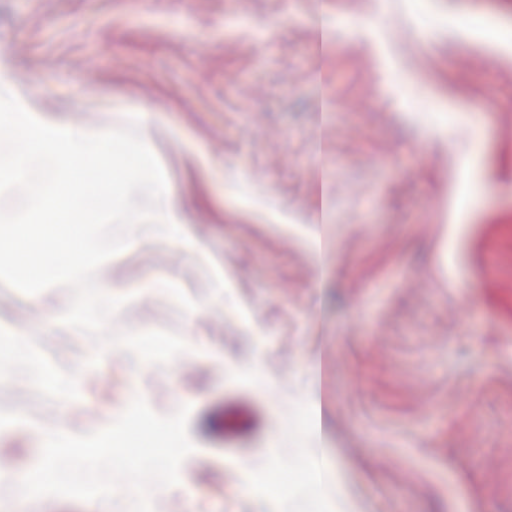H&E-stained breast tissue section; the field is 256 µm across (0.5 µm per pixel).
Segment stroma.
<instances>
[{"label":"stroma","instance_id":"35a3bbf8","mask_svg":"<svg viewBox=\"0 0 512 512\" xmlns=\"http://www.w3.org/2000/svg\"><path fill=\"white\" fill-rule=\"evenodd\" d=\"M0 0V62L54 119L140 134L188 203L192 252L143 239L103 264L130 302L115 332L178 333L165 365L84 366L59 324L67 289L0 284V337L77 386L0 366V459L23 476L43 429L87 432L135 396L191 407L180 482L197 512H325L309 486L258 493L257 468L320 396L334 488L357 512H512V29L483 0ZM448 28L432 30L430 18ZM447 125L417 123L399 86ZM226 291L215 299V269ZM180 281L178 292L164 282ZM248 444L231 469L225 434Z\"/></svg>","mask_w":512,"mask_h":512}]
</instances>
